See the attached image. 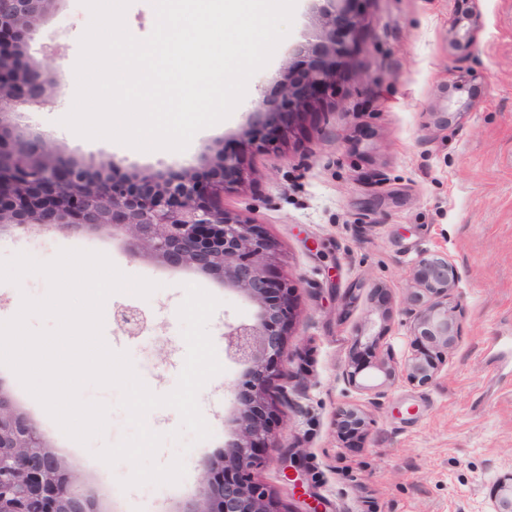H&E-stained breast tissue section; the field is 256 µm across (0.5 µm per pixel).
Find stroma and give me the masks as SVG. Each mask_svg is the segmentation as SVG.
Here are the masks:
<instances>
[{
    "instance_id": "1",
    "label": "stroma",
    "mask_w": 512,
    "mask_h": 512,
    "mask_svg": "<svg viewBox=\"0 0 512 512\" xmlns=\"http://www.w3.org/2000/svg\"><path fill=\"white\" fill-rule=\"evenodd\" d=\"M314 0H296L289 34L248 82L247 99L220 123L199 131L182 152L140 151L85 139L61 125L76 92L73 66L91 21L81 0H55L28 40L27 54L59 91L53 105L19 112L23 137L43 136L92 168L115 161L119 175L203 167L217 144L240 147L254 99H280L278 81L291 50L313 40ZM460 0H358L362 21L353 80L337 84L320 112L277 114L276 145L246 150L256 179L233 183L224 208L260 224L280 254V271L298 285L289 361L271 386L276 411L271 446L254 477L275 495L278 512H294L283 480L281 449H299L324 512H486L490 488L512 473V0H475L469 46L454 44ZM469 102L447 118L449 101ZM62 249L104 253L124 274L157 282L149 298L129 292L105 306L132 305L148 318L132 337L105 320L113 350L130 355L158 395L171 392L186 344L178 309L185 284L219 299L207 330L224 349V325L247 322L254 305L218 281L187 268L144 261L122 236L64 229L0 230V259L25 253L47 262ZM444 252L458 281L449 306L462 312L461 339L436 381L399 380L385 395L360 392L342 372L410 349L407 298L417 288V262ZM376 344L355 345L360 333ZM201 389L211 429L185 456L176 485L122 488L132 468L96 457L129 431L117 389L85 386L82 396L110 404L103 437L81 445L68 438L16 374L0 365V388L57 448L97 496L100 512H181L201 491L199 462L228 439L230 387L243 373L233 360ZM355 405L367 424L357 440L339 430L341 407Z\"/></svg>"
}]
</instances>
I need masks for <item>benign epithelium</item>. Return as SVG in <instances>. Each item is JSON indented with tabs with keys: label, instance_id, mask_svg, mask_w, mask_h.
I'll return each mask as SVG.
<instances>
[{
	"label": "benign epithelium",
	"instance_id": "7a95c632",
	"mask_svg": "<svg viewBox=\"0 0 512 512\" xmlns=\"http://www.w3.org/2000/svg\"><path fill=\"white\" fill-rule=\"evenodd\" d=\"M54 0H0V224L27 229L49 224L72 229L127 233L132 255L170 267H188L243 293L257 308L254 320L224 325L228 357L245 367L230 391L234 397L232 440L224 453L201 462V497L182 512H277L270 490L253 477L258 456L270 447L268 422L275 405L270 386L280 362L289 358L287 336L295 319L297 285L278 271L275 242L260 225L224 210V172L254 178L242 153L224 149L205 174L194 169L144 175L133 181L93 174L57 151L46 157L41 138L14 133L11 115L45 104L55 93L38 67L23 60L26 41ZM319 40L299 44L284 76L281 97L297 113L331 96L340 81L356 76L354 48L361 21L353 0H324ZM278 104L254 102L251 126L265 125ZM420 291L410 299L411 343L401 367L386 358L369 366L352 359L344 370L359 391L391 387L399 376L419 386L437 379L443 355L460 338V319L448 306L458 272L447 254H424L417 262ZM117 326L136 336L146 319L135 307H118ZM373 374L366 375V369ZM340 424L363 428L356 407L340 409ZM288 481L301 502L299 512H320L322 502L306 485L298 452L288 450ZM0 512H100L92 489L49 448L43 433L0 389ZM488 512H512V474L496 480Z\"/></svg>",
	"mask_w": 512,
	"mask_h": 512
}]
</instances>
